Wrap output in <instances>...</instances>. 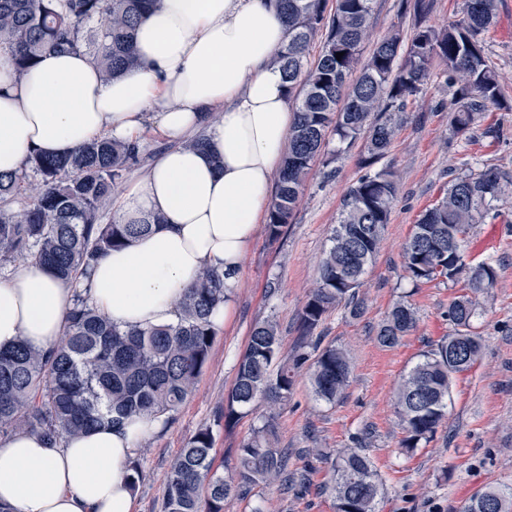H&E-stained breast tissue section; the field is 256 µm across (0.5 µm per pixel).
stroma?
I'll return each mask as SVG.
<instances>
[{"label":"stroma","mask_w":512,"mask_h":512,"mask_svg":"<svg viewBox=\"0 0 512 512\" xmlns=\"http://www.w3.org/2000/svg\"><path fill=\"white\" fill-rule=\"evenodd\" d=\"M497 4V21L482 41L498 75L504 108L484 112L469 133L454 135L448 112L453 88L444 65L433 64L422 93L408 100L384 159L397 175L398 191L380 249L357 289L366 311L354 319L344 308L333 309L316 330L349 356L351 373L342 399L333 404L317 400L303 367L286 405L274 408L260 401L234 425L217 423L256 323L278 322L285 357L303 353L315 358L300 316L343 198L362 174L358 144L339 156L334 169L313 164L279 238L260 230L240 273L231 316L218 326L210 360L193 392L165 414L158 431L136 445V512H161L169 464L198 429L213 427L214 466L228 476L240 444L267 421L274 426L275 447L288 454L289 470L306 480L254 488L247 499L225 502L224 512H250L255 506L263 512H336L328 490L331 473L313 456L316 448L331 454L359 448L369 456L383 483L378 512H462L476 491L512 483V0ZM401 5L402 0H376L368 43L397 25L412 32L416 20L401 14ZM489 128L494 136H486ZM484 166L497 168L508 180L501 200L467 236L469 266L487 262L497 271L493 285L476 298L474 324L484 348L469 371L453 376L446 424L408 454L401 448L394 391L420 354L451 333L448 305L465 288L438 281L413 286L404 276L403 246L419 216L442 196L451 171ZM403 298L417 310V327L398 346L383 347L377 328Z\"/></svg>","instance_id":"obj_1"}]
</instances>
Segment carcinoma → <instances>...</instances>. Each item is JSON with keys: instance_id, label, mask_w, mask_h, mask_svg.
Returning a JSON list of instances; mask_svg holds the SVG:
<instances>
[{"instance_id": "obj_1", "label": "carcinoma", "mask_w": 512, "mask_h": 512, "mask_svg": "<svg viewBox=\"0 0 512 512\" xmlns=\"http://www.w3.org/2000/svg\"><path fill=\"white\" fill-rule=\"evenodd\" d=\"M278 0L288 25V42L273 57L286 82L294 121L288 151L267 215L271 237L290 223L315 160L328 167L344 149L365 140L358 159L364 174L348 189L321 262L317 283L303 308L306 336L324 316L342 305L351 317L365 304L356 288L372 264L389 223L396 197L394 172L377 167L385 157L409 98L420 94L436 59L464 83L450 103L451 126L466 134L479 114L500 105L497 75L480 41L497 18L496 0H464L462 19L436 30L422 23L428 0L406 7L416 18L412 36L394 28L365 51L373 0ZM156 0H0V52L16 71L35 65L46 50L92 51L106 79L138 66L134 32ZM324 33L314 61L309 45ZM341 52V59L336 53ZM338 148L325 151L329 136ZM143 153L139 141L106 137L72 155L48 157L30 152L16 176H0V267L34 260L58 277L85 281L76 291L64 337L49 351L19 342L0 348V434L29 432L59 444L104 424L120 427L133 415H165L181 406L207 365L217 334L213 314L224 305V272L206 268L177 301L174 326L122 329L91 302L88 284L94 265L132 238L152 232L160 218L139 224L104 222L103 205ZM503 176L493 167L469 168L448 181L437 204L422 213L404 247L405 278L414 285L440 281L455 284L468 274L469 295L448 306L452 333L420 354L395 393L402 447L411 452L432 438L448 417L454 374L470 369L484 346L473 326L476 302L496 276L482 263L474 268L458 261L468 234L494 208L503 191ZM18 195L28 202L17 209ZM417 311L407 300L396 302L377 332L384 347H395L417 326ZM310 365L314 396L334 403L348 386L347 353L334 344L321 346ZM306 362H283L282 341L272 319L256 324L238 361L234 383L218 421L230 424L263 400L288 401L294 370ZM274 427L266 422L239 448L234 475L214 468L212 427L199 429L175 455L166 473L162 512H224L230 497L276 482L287 460L273 446ZM331 492L336 512H375L382 483L365 453L347 448L330 459ZM464 512H512V484L473 494Z\"/></svg>"}]
</instances>
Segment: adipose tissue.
<instances>
[{
  "instance_id": "adipose-tissue-1",
  "label": "adipose tissue",
  "mask_w": 512,
  "mask_h": 512,
  "mask_svg": "<svg viewBox=\"0 0 512 512\" xmlns=\"http://www.w3.org/2000/svg\"><path fill=\"white\" fill-rule=\"evenodd\" d=\"M287 27L275 0H157L135 31L137 68L104 79L82 51L44 52L16 74L0 55V174L30 151L67 155L99 137L125 139L154 108L170 140L113 193L122 223L161 222L103 257L91 299L120 327L178 322L176 302L206 267L226 294L273 199L293 121L288 85L271 59ZM205 135L198 149L190 141ZM75 283L22 261L0 275V348L60 342ZM162 424L133 417L53 446L40 435L0 440V504L11 512H135L136 443Z\"/></svg>"
}]
</instances>
